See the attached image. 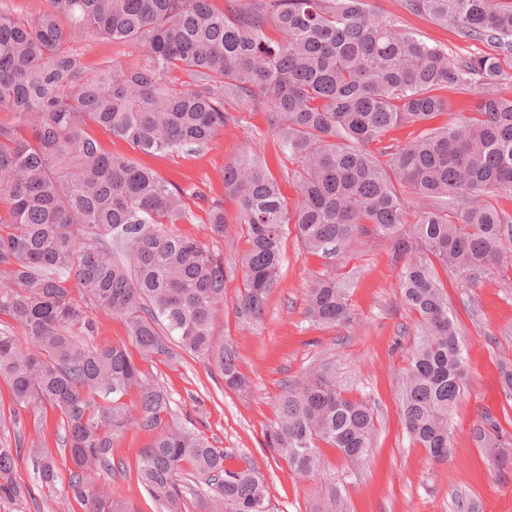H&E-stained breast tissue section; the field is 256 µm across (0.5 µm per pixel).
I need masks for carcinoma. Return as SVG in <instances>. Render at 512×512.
I'll use <instances>...</instances> for the list:
<instances>
[{"label": "carcinoma", "mask_w": 512, "mask_h": 512, "mask_svg": "<svg viewBox=\"0 0 512 512\" xmlns=\"http://www.w3.org/2000/svg\"><path fill=\"white\" fill-rule=\"evenodd\" d=\"M48 3L36 16L0 3V109L12 112L0 122V204L8 208L0 220V380L12 391L13 420L29 409L59 412L69 489L84 512H134L96 479L113 470L112 440L131 424L158 430L139 452L136 476L162 512H186L187 465L214 487L206 512H273L251 463L228 464L230 453L193 424L165 423L168 394L141 367L188 356L214 365L226 388L248 389L235 352L212 333L224 305V257L178 231L194 221L182 188L105 152L90 134L108 130L147 156L199 152L230 121V101L269 113L299 190L291 209L257 155L224 169L249 243L239 259L237 314L263 318L290 225L304 250L324 255L365 231L390 240L420 326L403 384L405 426L433 460L447 459L465 358L434 264L465 282L512 267V217L489 201L512 192V98L497 91L512 66V0H404L408 12L493 48L458 58L370 11L366 0ZM78 37L131 44L140 58L88 72L73 47ZM175 71L188 80L172 81ZM448 87L474 96L475 115L434 127L450 110L440 94ZM404 124L423 131L403 145L384 143ZM403 189L429 200L408 231ZM209 224L224 234L221 205L210 206ZM93 311L123 319L128 341L87 342ZM306 315L323 326L348 321L347 289L331 275L313 277ZM375 430L366 402L348 398L335 374L312 368L287 386L266 442L309 476L322 466L320 444L359 462ZM476 440L490 461L503 460L499 435L480 430ZM28 452L41 483L54 487L52 453L34 441ZM19 455L0 446V499L24 497L14 478ZM317 512H344L335 485Z\"/></svg>", "instance_id": "obj_1"}]
</instances>
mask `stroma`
Returning a JSON list of instances; mask_svg holds the SVG:
<instances>
[{
	"instance_id": "35a3bbf8",
	"label": "stroma",
	"mask_w": 512,
	"mask_h": 512,
	"mask_svg": "<svg viewBox=\"0 0 512 512\" xmlns=\"http://www.w3.org/2000/svg\"><path fill=\"white\" fill-rule=\"evenodd\" d=\"M372 9L398 25L418 31L450 56L488 52V45L462 37L455 26L409 13L403 0H369ZM75 48L88 68L114 61L135 62L134 47L107 40L80 39ZM222 134L200 153L161 155L148 164L165 179L194 194L189 204L195 221L182 225L185 234L223 253L229 273L224 281V306L214 317V336L232 347L241 372L250 380L247 392L226 389L216 369L186 359L149 365L171 399L167 420L193 421L218 446L234 454V464L252 462L264 475L273 512H315L328 484H336L349 512H512V397L500 385V366L512 362V270L492 269L466 283L451 272L438 277L448 292V307L457 325L466 361L458 403L448 416L452 452L440 463L431 461L409 437L402 417L401 393L409 353L418 334L417 316L399 288L390 241L372 233L356 235L342 254L327 257L301 249L294 237L284 244L285 259L260 322L247 323L235 312L242 271L234 263L248 248L236 222L239 202L224 189V168L244 154L264 156L288 203L297 200L278 155L277 138L268 115L237 106ZM220 203L227 229L214 235L208 207ZM327 273L348 290L351 319L336 327L312 325L304 316L310 279ZM335 371L349 397L365 400L373 409L376 437L368 456L351 463L336 449L322 447L323 467L302 477L267 448L264 434L275 418L276 404L288 384L311 368ZM497 431L506 443L502 465L488 461L474 440L476 429ZM55 417L31 410L19 423L0 427V443L30 445L42 441L56 460L54 488L42 485L29 454L15 468L23 498L0 500V512H83L71 498L70 461L60 450ZM154 438L132 425L113 439L119 470L101 474L117 498L137 512H161L136 479L141 448Z\"/></svg>"
}]
</instances>
